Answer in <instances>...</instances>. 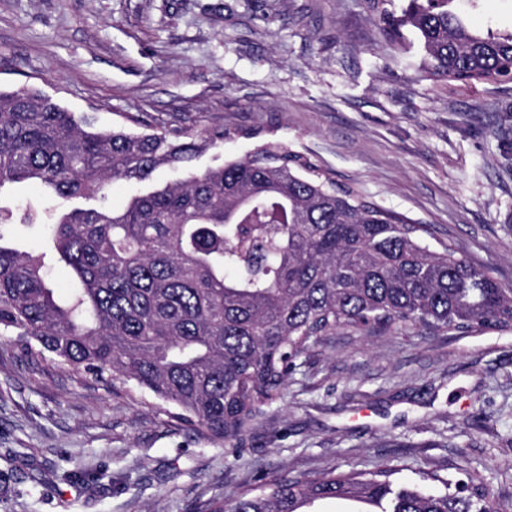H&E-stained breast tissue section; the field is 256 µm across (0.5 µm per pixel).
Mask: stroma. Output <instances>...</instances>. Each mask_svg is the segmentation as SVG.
<instances>
[{"label": "stroma", "instance_id": "obj_1", "mask_svg": "<svg viewBox=\"0 0 512 512\" xmlns=\"http://www.w3.org/2000/svg\"><path fill=\"white\" fill-rule=\"evenodd\" d=\"M455 6L476 30H512V0ZM420 59L363 0H0V85L102 126L249 130L199 154L200 172L286 143L512 287V83L433 80ZM67 206L35 183L0 194L6 243L45 250L46 225L21 217ZM169 411L0 343V512H210L262 475L387 464L512 501V331L337 329L238 454ZM73 469L96 482H67Z\"/></svg>", "mask_w": 512, "mask_h": 512}]
</instances>
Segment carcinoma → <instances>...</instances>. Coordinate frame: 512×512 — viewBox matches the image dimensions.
<instances>
[{"label": "carcinoma", "mask_w": 512, "mask_h": 512, "mask_svg": "<svg viewBox=\"0 0 512 512\" xmlns=\"http://www.w3.org/2000/svg\"><path fill=\"white\" fill-rule=\"evenodd\" d=\"M453 0H365L393 40L410 30L437 80H512V32L473 31ZM202 141L181 129L95 128L27 86L0 89V189L34 181L89 206L56 212L47 248L77 281L58 301L46 253L1 244L0 338L92 375L127 395L148 392L218 443L242 449L262 408L282 399L294 360L339 327L361 334L511 331L512 288L452 244L341 187L283 142L202 173ZM182 177L103 205L112 181ZM401 468L260 478L214 512H305L355 499L381 512H512L470 479L437 471L403 482Z\"/></svg>", "instance_id": "obj_1"}]
</instances>
